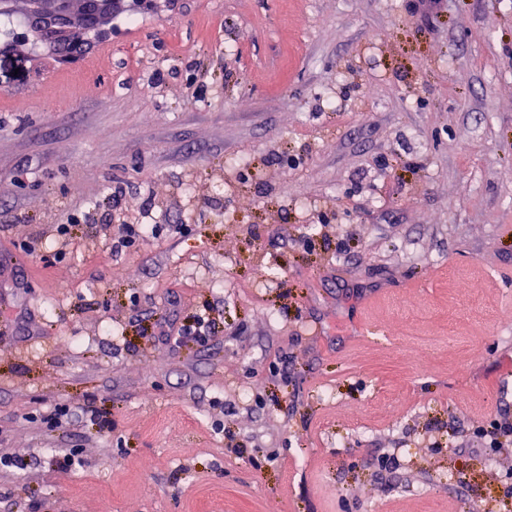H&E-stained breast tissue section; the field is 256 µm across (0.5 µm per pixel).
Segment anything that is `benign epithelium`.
<instances>
[{"instance_id":"1","label":"benign epithelium","mask_w":512,"mask_h":512,"mask_svg":"<svg viewBox=\"0 0 512 512\" xmlns=\"http://www.w3.org/2000/svg\"><path fill=\"white\" fill-rule=\"evenodd\" d=\"M130 0H0V12H10L23 4L28 32L35 41L57 54L70 57L80 50L75 41L79 32L100 29L114 15L125 11Z\"/></svg>"}]
</instances>
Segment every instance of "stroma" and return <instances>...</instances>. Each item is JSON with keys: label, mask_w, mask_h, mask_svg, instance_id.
I'll return each mask as SVG.
<instances>
[{"label": "stroma", "mask_w": 512, "mask_h": 512, "mask_svg": "<svg viewBox=\"0 0 512 512\" xmlns=\"http://www.w3.org/2000/svg\"><path fill=\"white\" fill-rule=\"evenodd\" d=\"M413 2L154 0L72 62L0 48V512H512V449L455 450L512 411V0ZM206 307L208 343L154 339ZM146 226H150L148 224H118L115 232V237H117V241L113 242V244L117 243L115 247L120 249L124 248H136L139 246L140 242L146 237L149 229Z\"/></svg>", "instance_id": "1"}]
</instances>
